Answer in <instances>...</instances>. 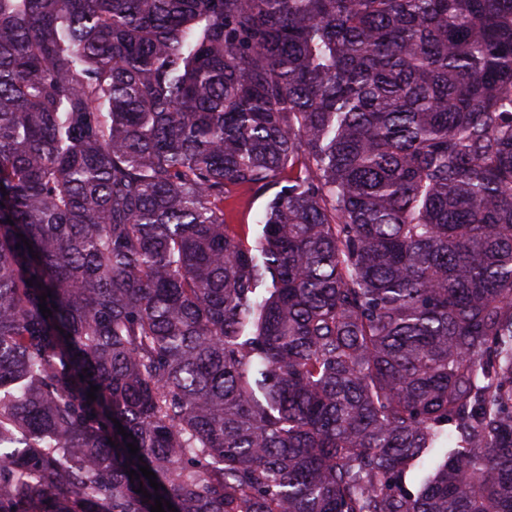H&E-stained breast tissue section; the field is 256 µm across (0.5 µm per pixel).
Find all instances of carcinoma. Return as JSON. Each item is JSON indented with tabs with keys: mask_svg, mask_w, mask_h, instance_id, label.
I'll return each mask as SVG.
<instances>
[{
	"mask_svg": "<svg viewBox=\"0 0 512 512\" xmlns=\"http://www.w3.org/2000/svg\"><path fill=\"white\" fill-rule=\"evenodd\" d=\"M2 186L0 512H512V0H0ZM270 192L266 196L253 197L241 189L232 188L224 200V220L226 224H241L248 234L249 242L261 232L258 221L266 207Z\"/></svg>",
	"mask_w": 512,
	"mask_h": 512,
	"instance_id": "1",
	"label": "carcinoma"
}]
</instances>
